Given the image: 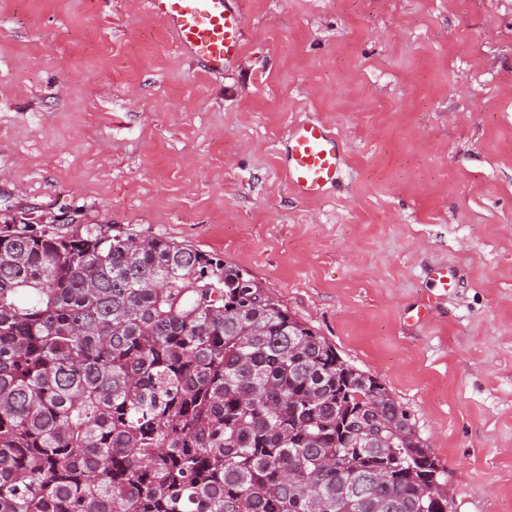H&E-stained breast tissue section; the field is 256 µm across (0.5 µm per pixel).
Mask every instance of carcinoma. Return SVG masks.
<instances>
[{"label": "carcinoma", "mask_w": 512, "mask_h": 512, "mask_svg": "<svg viewBox=\"0 0 512 512\" xmlns=\"http://www.w3.org/2000/svg\"><path fill=\"white\" fill-rule=\"evenodd\" d=\"M238 272L0 224V512H448L383 383Z\"/></svg>", "instance_id": "1"}]
</instances>
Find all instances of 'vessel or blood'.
I'll use <instances>...</instances> for the list:
<instances>
[{
    "label": "vessel or blood",
    "instance_id": "vessel-or-blood-1",
    "mask_svg": "<svg viewBox=\"0 0 512 512\" xmlns=\"http://www.w3.org/2000/svg\"><path fill=\"white\" fill-rule=\"evenodd\" d=\"M144 5L166 23L181 51L209 73L230 71L240 61L245 27L236 0H144ZM344 163L343 145L327 124L307 120L290 130L284 169L298 194L320 196L339 181Z\"/></svg>",
    "mask_w": 512,
    "mask_h": 512
}]
</instances>
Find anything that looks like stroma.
Returning a JSON list of instances; mask_svg holds the SVG:
<instances>
[{
  "label": "stroma",
  "mask_w": 512,
  "mask_h": 512,
  "mask_svg": "<svg viewBox=\"0 0 512 512\" xmlns=\"http://www.w3.org/2000/svg\"><path fill=\"white\" fill-rule=\"evenodd\" d=\"M242 10L215 77L142 0H0V214L68 208L245 271L388 388L453 512H512V0ZM310 118L347 156L320 198L281 161Z\"/></svg>",
  "instance_id": "1"
}]
</instances>
